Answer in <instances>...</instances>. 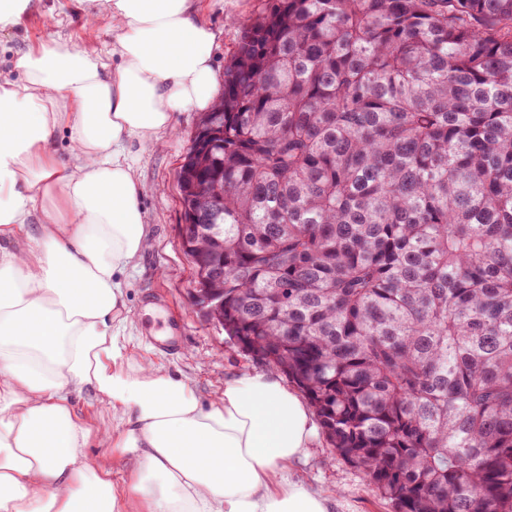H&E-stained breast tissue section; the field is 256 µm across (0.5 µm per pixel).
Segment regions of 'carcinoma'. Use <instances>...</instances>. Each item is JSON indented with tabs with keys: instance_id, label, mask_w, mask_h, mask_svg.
I'll list each match as a JSON object with an SVG mask.
<instances>
[{
	"instance_id": "obj_1",
	"label": "carcinoma",
	"mask_w": 512,
	"mask_h": 512,
	"mask_svg": "<svg viewBox=\"0 0 512 512\" xmlns=\"http://www.w3.org/2000/svg\"><path fill=\"white\" fill-rule=\"evenodd\" d=\"M201 125L203 316L396 512H512V0H272Z\"/></svg>"
}]
</instances>
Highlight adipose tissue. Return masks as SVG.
Wrapping results in <instances>:
<instances>
[{
    "label": "adipose tissue",
    "mask_w": 512,
    "mask_h": 512,
    "mask_svg": "<svg viewBox=\"0 0 512 512\" xmlns=\"http://www.w3.org/2000/svg\"><path fill=\"white\" fill-rule=\"evenodd\" d=\"M78 3L108 15L117 61L43 44L0 77V512H329L289 476L316 427L274 371L225 381L207 408L182 376L125 358L119 276L149 244L128 147L212 108L215 34L194 0ZM61 131L75 165L54 153ZM86 389L112 407L108 461L87 455L71 404Z\"/></svg>",
    "instance_id": "adipose-tissue-1"
}]
</instances>
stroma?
<instances>
[{
    "label": "stroma",
    "mask_w": 512,
    "mask_h": 512,
    "mask_svg": "<svg viewBox=\"0 0 512 512\" xmlns=\"http://www.w3.org/2000/svg\"><path fill=\"white\" fill-rule=\"evenodd\" d=\"M37 7L21 24L0 32V74L12 72L18 53L42 42L55 41L70 48L87 43L104 50L115 45L107 16L88 25L76 0H35ZM268 0H200L202 18L215 33L213 62L216 93H223L224 70L230 64L251 21ZM196 112L174 115L176 135L162 146L132 144L136 172L147 184L141 202L149 247L124 276L128 307L134 323L126 338L128 358L148 360L180 372L196 397L206 405L224 396L226 379L266 365L243 352L224 331L205 321L189 295L192 266L181 247L184 215L177 172L195 135ZM297 481L312 491H334L333 512H395L380 498L363 474L332 456L323 433H316L295 469Z\"/></svg>",
    "instance_id": "35a3bbf8"
}]
</instances>
